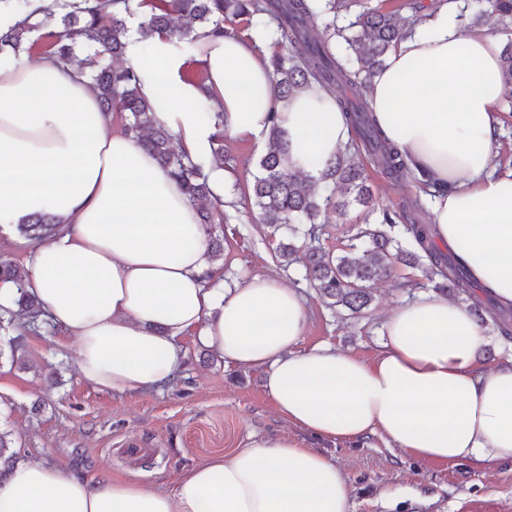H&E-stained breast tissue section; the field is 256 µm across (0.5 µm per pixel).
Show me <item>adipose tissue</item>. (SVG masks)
Returning a JSON list of instances; mask_svg holds the SVG:
<instances>
[{"label": "adipose tissue", "mask_w": 512, "mask_h": 512, "mask_svg": "<svg viewBox=\"0 0 512 512\" xmlns=\"http://www.w3.org/2000/svg\"><path fill=\"white\" fill-rule=\"evenodd\" d=\"M443 0L422 31L389 53L367 91L383 136L429 176L433 238L455 251L496 305L512 309V169L493 170L505 91L500 42L457 22ZM272 49L243 33L201 30L191 53L168 35L130 29L125 57L140 93L191 156L210 152L200 100L224 113V135L263 141L278 126L288 166L318 179L351 128L333 94L313 83L276 98ZM205 87L185 80L187 57ZM53 214L36 247L29 291L75 341L78 374L116 395L171 381L200 341L225 363L263 372L278 413L299 429L253 439L181 471L172 488L18 460L0 479V512H351L344 473L312 440L379 435L421 462L512 459V358L479 364L485 331L466 305L433 292L390 308L380 352L365 360L330 346L300 350L310 311L281 280L224 289L206 279L207 228L156 160L114 130L83 69L26 55L0 60V224Z\"/></svg>", "instance_id": "adipose-tissue-1"}]
</instances>
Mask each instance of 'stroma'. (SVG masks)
<instances>
[{"instance_id":"35a3bbf8","label":"stroma","mask_w":512,"mask_h":512,"mask_svg":"<svg viewBox=\"0 0 512 512\" xmlns=\"http://www.w3.org/2000/svg\"><path fill=\"white\" fill-rule=\"evenodd\" d=\"M224 152L232 158L234 179L224 206L231 220L211 228L224 240L219 279L233 288L254 276L280 278L302 294L311 313L301 349L331 346L373 358L383 341V311L421 291L422 268L396 265L390 278L374 284L373 300L360 314L329 308L305 280L301 262H280L278 246L290 231L270 234L248 200L265 147L228 139ZM365 173L381 207L400 213L415 200L430 207L418 174L394 181L370 165ZM363 221L356 205L323 213L321 245L341 252L352 226ZM18 335L32 367L21 370L0 359V429L11 433L21 457L48 460L88 481L107 473L169 488L188 466L288 429L262 389L261 372L209 357L196 333L179 340L185 359L174 380L133 395L100 391L80 377L72 361L74 342L57 328L26 333L16 323L0 329V346ZM321 449L348 479L352 512H512V461L483 467L423 463L377 435Z\"/></svg>"}]
</instances>
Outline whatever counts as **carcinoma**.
Here are the masks:
<instances>
[{
	"label": "carcinoma",
	"instance_id": "carcinoma-1",
	"mask_svg": "<svg viewBox=\"0 0 512 512\" xmlns=\"http://www.w3.org/2000/svg\"><path fill=\"white\" fill-rule=\"evenodd\" d=\"M348 0H141L148 8L140 25L142 38L162 32L180 42L191 44L195 31L207 28L215 35H227L224 22L244 17L262 28L266 37L280 47L271 58L274 91L279 99L316 82L333 91L339 111L347 124L358 133L370 162L392 180L407 177L411 170L398 149L390 143L374 123L366 99V90L381 68L390 50L421 21L418 0L409 3L411 13L399 17L392 12L368 9L346 25H338L339 11ZM483 17L496 27L512 30V0H487ZM131 16L129 0H56L55 8L44 17L33 12L23 19L0 27V54H19L39 50L68 64L76 59V49L86 52L84 64L88 78L99 99L101 109L122 123L126 135L135 139L156 161L169 171L188 201L197 211L201 224H226L224 202L215 198L208 181V171L224 168V113L204 105L203 117L212 123L215 133L211 141V164L172 148V134L157 118L152 103L141 96V73L120 62L125 54ZM322 18L321 23L313 22ZM356 54L357 65L336 55V44ZM285 147L279 140L277 123L269 132V147L259 161V173L253 183L252 205L257 208L261 223L272 232L283 224H305L309 239L319 238L320 215L328 210L342 211L352 204L377 211L376 202L366 185L362 164L350 151L338 154L325 166L319 179L322 190L310 182H301L298 175L284 164ZM419 203L408 205L406 220L396 227L395 216L381 210L377 224L356 225L349 244L340 254L312 246L304 254L305 279L314 285L329 307L341 306L353 314L372 302L371 286L391 277L398 263L420 266L435 288L456 298L468 300L475 295L464 266L450 251L435 246L432 226L418 218ZM20 234L39 242L57 231V221L49 214H37L17 226ZM29 271L24 266L0 260V282L15 287L14 303L18 311L0 307V327L15 322L16 314L25 316V327L37 329L42 310L38 299L27 292ZM482 323L491 314L498 333L512 337V315L492 309L476 308ZM19 452L0 431V475L13 467Z\"/></svg>",
	"mask_w": 512,
	"mask_h": 512
}]
</instances>
